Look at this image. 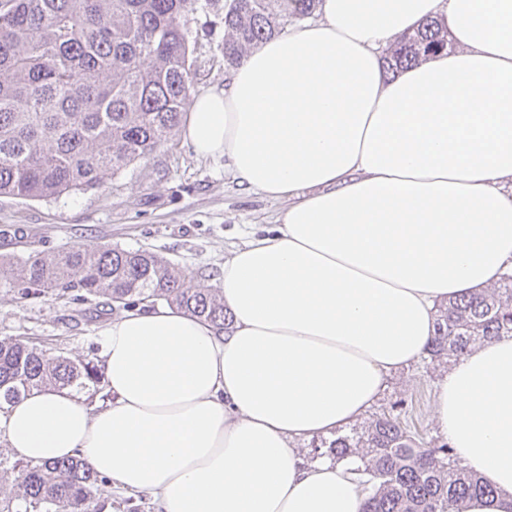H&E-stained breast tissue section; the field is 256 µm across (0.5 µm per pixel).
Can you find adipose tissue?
<instances>
[{
  "label": "adipose tissue",
  "mask_w": 512,
  "mask_h": 512,
  "mask_svg": "<svg viewBox=\"0 0 512 512\" xmlns=\"http://www.w3.org/2000/svg\"><path fill=\"white\" fill-rule=\"evenodd\" d=\"M194 95L181 135L287 201L218 278L217 330L169 306L102 330L111 401L32 391L0 436L33 463L81 456L156 512H362L356 462L297 441L360 419L418 361L438 304L512 270V0H319ZM445 19L452 50L387 74L384 48ZM434 419L493 485L464 512H512V339L440 379Z\"/></svg>",
  "instance_id": "1"
}]
</instances>
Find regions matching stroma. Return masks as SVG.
<instances>
[{
	"label": "stroma",
	"mask_w": 512,
	"mask_h": 512,
	"mask_svg": "<svg viewBox=\"0 0 512 512\" xmlns=\"http://www.w3.org/2000/svg\"><path fill=\"white\" fill-rule=\"evenodd\" d=\"M195 44L194 92L223 85L224 0L190 15ZM285 204L240 186L220 158L197 157L182 138L155 156L107 176L96 189L47 201L0 196V262L17 266L30 254L73 245L146 249L216 285L224 259L249 235L275 224ZM121 307L91 295L50 290L21 295L0 283V339L38 345L47 355L101 365L100 332ZM449 361L417 362L390 375L373 412L405 401L411 431L442 444L434 420V388Z\"/></svg>",
	"instance_id": "stroma-1"
}]
</instances>
